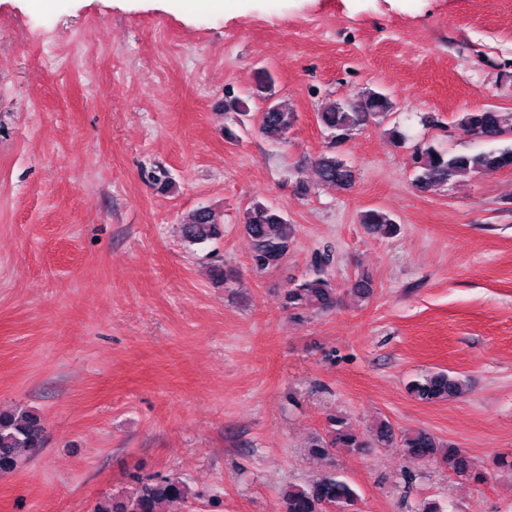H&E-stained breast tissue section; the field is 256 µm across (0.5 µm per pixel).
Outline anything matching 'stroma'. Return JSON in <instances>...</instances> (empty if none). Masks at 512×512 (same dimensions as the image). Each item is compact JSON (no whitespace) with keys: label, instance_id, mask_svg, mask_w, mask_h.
I'll list each match as a JSON object with an SVG mask.
<instances>
[{"label":"stroma","instance_id":"stroma-1","mask_svg":"<svg viewBox=\"0 0 512 512\" xmlns=\"http://www.w3.org/2000/svg\"><path fill=\"white\" fill-rule=\"evenodd\" d=\"M297 115L285 143L224 137L225 99L261 112L258 69ZM391 95L408 131L342 145L352 187L318 181L322 102ZM512 130V0H233L190 14L108 0H0V409L27 407L43 450L0 474V512H91L125 474H177L192 512H280V491L328 464L360 512H512V170L416 189L412 151L487 149L463 113ZM309 191L296 196L295 178ZM295 224L288 258L256 271L238 210ZM206 207L221 237L186 249ZM370 208L400 233L360 224ZM331 248L325 313L284 293ZM238 282L217 284L215 260ZM372 293L353 295L358 276ZM444 369L461 397L406 390ZM371 437L426 430L486 475L477 483L399 444L307 452L329 415ZM459 126L464 133L487 141L502 138L506 131L499 112L491 108L463 113Z\"/></svg>","mask_w":512,"mask_h":512}]
</instances>
